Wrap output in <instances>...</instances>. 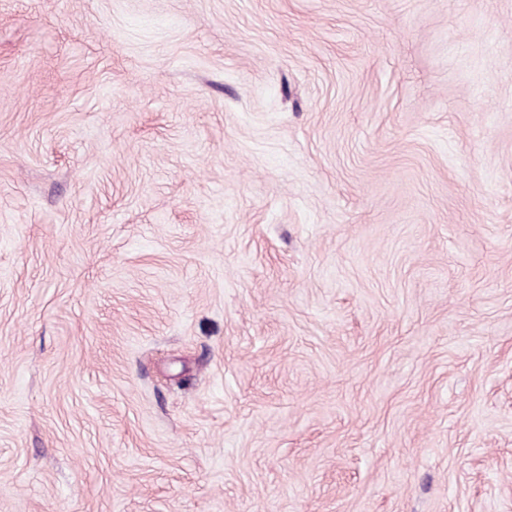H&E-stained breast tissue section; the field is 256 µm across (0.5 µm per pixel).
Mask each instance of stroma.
<instances>
[{
    "mask_svg": "<svg viewBox=\"0 0 512 512\" xmlns=\"http://www.w3.org/2000/svg\"><path fill=\"white\" fill-rule=\"evenodd\" d=\"M0 512H512V0H0Z\"/></svg>",
    "mask_w": 512,
    "mask_h": 512,
    "instance_id": "stroma-1",
    "label": "stroma"
}]
</instances>
